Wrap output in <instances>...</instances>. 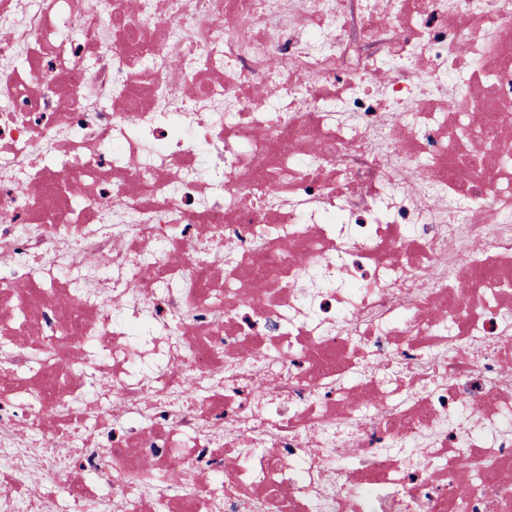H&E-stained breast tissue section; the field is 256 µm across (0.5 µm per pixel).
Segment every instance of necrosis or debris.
<instances>
[{"label":"necrosis or debris","mask_w":512,"mask_h":512,"mask_svg":"<svg viewBox=\"0 0 512 512\" xmlns=\"http://www.w3.org/2000/svg\"><path fill=\"white\" fill-rule=\"evenodd\" d=\"M505 148L512 0H0V512H512Z\"/></svg>","instance_id":"4bbe7bcc"}]
</instances>
